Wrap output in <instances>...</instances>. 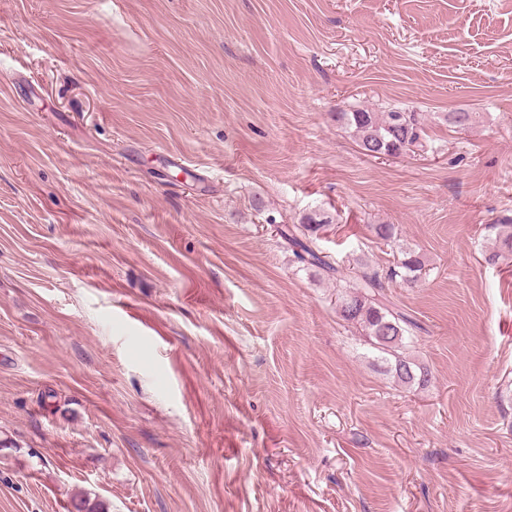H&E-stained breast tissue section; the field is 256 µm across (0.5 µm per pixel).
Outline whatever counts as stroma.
Returning <instances> with one entry per match:
<instances>
[{"label":"stroma","instance_id":"obj_1","mask_svg":"<svg viewBox=\"0 0 512 512\" xmlns=\"http://www.w3.org/2000/svg\"><path fill=\"white\" fill-rule=\"evenodd\" d=\"M392 106L430 149L336 126ZM316 210L423 256L427 387L296 262ZM506 216L512 0H0V512H512ZM426 118L419 112H407L393 107L385 111L358 108L336 113V125L350 131L363 154L380 159L371 153L398 156L428 145ZM486 229L492 240V251L488 254L487 258L489 262H495L503 254H512V219L509 223L496 222L495 224H488Z\"/></svg>","mask_w":512,"mask_h":512}]
</instances>
